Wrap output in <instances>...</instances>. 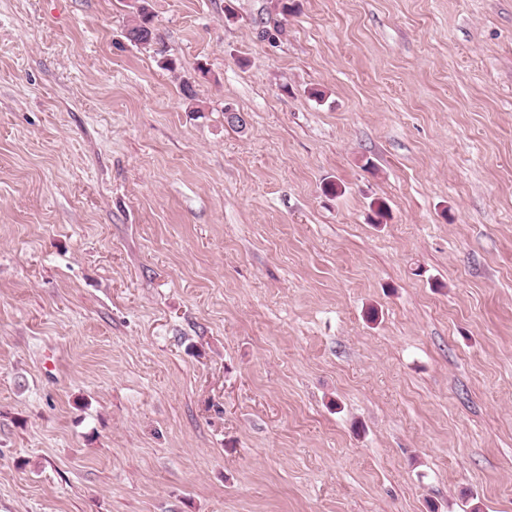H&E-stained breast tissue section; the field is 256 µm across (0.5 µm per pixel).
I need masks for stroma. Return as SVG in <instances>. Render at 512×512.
Instances as JSON below:
<instances>
[{
	"label": "stroma",
	"mask_w": 512,
	"mask_h": 512,
	"mask_svg": "<svg viewBox=\"0 0 512 512\" xmlns=\"http://www.w3.org/2000/svg\"><path fill=\"white\" fill-rule=\"evenodd\" d=\"M129 2L0 0V512H512V0Z\"/></svg>",
	"instance_id": "1"
}]
</instances>
